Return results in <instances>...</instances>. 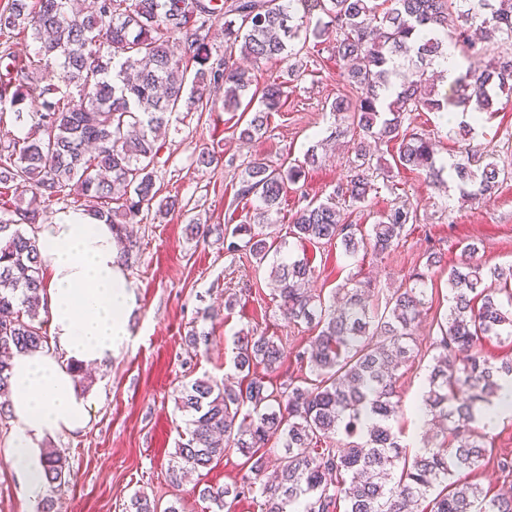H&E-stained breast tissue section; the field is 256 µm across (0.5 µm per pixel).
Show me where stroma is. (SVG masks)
I'll return each mask as SVG.
<instances>
[{
  "label": "stroma",
  "instance_id": "obj_1",
  "mask_svg": "<svg viewBox=\"0 0 512 512\" xmlns=\"http://www.w3.org/2000/svg\"><path fill=\"white\" fill-rule=\"evenodd\" d=\"M310 68L301 80L289 83L281 111L272 114L258 141H240L239 113L219 106L172 123L157 158L156 184L162 195L177 198L179 206L162 217L148 214L134 227L135 248L127 271L138 307L131 316V336L118 356L87 373L85 386L94 406L85 429L52 440L71 470L69 483L50 491L57 512H126L130 498L139 492L164 506L181 499L184 512H209L193 481L176 487L168 477L172 455L188 431L189 415L175 405L181 386L204 376L220 380L232 372L233 340L251 329L280 340L285 359L279 378L308 376L296 356L307 348L312 330L284 318L270 295L268 269L257 268L244 254L226 252L224 236L253 214L254 201L236 200L235 191L241 170L256 156L275 166L303 161L311 153L317 157L316 166L306 170L303 187L288 190L276 217L280 229L310 200L327 197L346 181L355 153L341 135L346 121L332 115L330 105L349 87L327 44L312 54ZM496 107L469 138L460 134L459 112L450 122L425 110L409 113L405 120L415 132L431 136L438 158H454L471 139L495 153L510 176L491 201H462L452 177L437 189L418 174L397 170L393 150L381 145L371 150L378 190L354 207L352 220L367 228L377 212L393 204L417 207L419 224L408 230L398 248L384 259L351 264L330 246L305 249L292 239L285 247L289 257L305 254L312 259L316 273L311 286L324 297L355 275L371 282L374 295L386 298L421 268L426 251L441 256L444 271L428 285L430 308L418 332V355L398 371L400 440L413 454L429 429L416 408L432 363L436 320L448 307L446 269L460 262L468 244L476 247L471 262H512V98L500 96ZM203 150L215 156L211 166L197 165ZM193 222L209 226L207 238L190 235ZM232 294L238 303L228 311L224 299ZM194 327L208 333V347L196 350L186 344L185 336ZM9 430V420L0 421V512H36L8 456ZM492 436V461L458 478L495 493L512 488V471L500 470L496 463L497 458L512 457L511 412L496 421Z\"/></svg>",
  "mask_w": 512,
  "mask_h": 512
}]
</instances>
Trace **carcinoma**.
Returning <instances> with one entry per match:
<instances>
[{
    "mask_svg": "<svg viewBox=\"0 0 512 512\" xmlns=\"http://www.w3.org/2000/svg\"><path fill=\"white\" fill-rule=\"evenodd\" d=\"M319 11L329 25L311 27ZM224 20V50L212 51L213 25ZM23 33L34 55L0 53L1 108L22 122L27 105L41 106L36 130L0 144V184L31 189L0 219V418L8 413L10 363L14 354L46 345L39 321L46 288L38 240L21 229L35 224L54 201L73 194L96 201L94 215L118 233L145 212L169 213L176 200L160 196L155 159L157 133L179 112L245 107L250 118L239 139L262 138L270 115L280 111L288 81L262 88L235 53L253 65L289 62L300 77L307 61L292 41L333 36L332 52L344 69L352 97L340 96L333 113H349L339 132L359 137L346 182L323 200L298 210L289 234L302 245L341 247L342 255L379 258L396 248L417 209L393 205L369 231L350 220L342 203H363L378 191L367 144L397 147L396 166L428 182L443 170L475 196H490L506 175L495 157L470 146L451 164L438 163L435 143L403 129L406 115L441 112L452 105L478 123L495 99L512 93V0H96L88 14L71 0H11L0 11V35ZM464 64L454 79L455 97H434L427 69L405 68L416 57L429 65L458 44ZM501 51L487 62L489 47ZM197 65L189 74V64ZM77 88L79 103L68 89ZM304 173L295 163L273 167L251 160L235 196L255 198L253 224L271 226L287 187ZM269 272L279 310L316 331L299 354L314 379L276 381L284 351L271 336L240 333L235 340V385L197 378L182 386L177 408L191 414L189 437L175 449L170 481L182 482L235 450L251 477L234 487L205 486L198 495L215 506L228 499H260L261 512H412L427 500L430 512H512V494L488 496L477 483H459L456 473L480 468L488 453L484 410L512 387V360L493 362L478 344L487 337L512 341V264L463 260L448 270L449 306L436 321V354L421 409L438 425L421 451L408 457L393 431L400 412L397 371L409 361L424 315L427 280L441 257L425 253L423 269L401 284L384 304L370 299L371 284L354 276L337 287L341 304L305 285L314 277L309 258L290 259L252 224H239L226 243ZM262 372H257V369ZM344 431L351 441L333 447ZM48 485L69 481V465L54 448L42 453ZM129 512H182L179 502L163 510L136 494Z\"/></svg>",
    "mask_w": 512,
    "mask_h": 512,
    "instance_id": "obj_1",
    "label": "carcinoma"
}]
</instances>
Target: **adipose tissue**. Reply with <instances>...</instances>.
<instances>
[{
	"instance_id": "1",
	"label": "adipose tissue",
	"mask_w": 512,
	"mask_h": 512,
	"mask_svg": "<svg viewBox=\"0 0 512 512\" xmlns=\"http://www.w3.org/2000/svg\"><path fill=\"white\" fill-rule=\"evenodd\" d=\"M49 337L20 353L10 371V457L30 503L47 491L39 450L51 437L84 429L93 407L76 366L98 367L119 353L138 306L115 229L83 210H62L39 225Z\"/></svg>"
}]
</instances>
